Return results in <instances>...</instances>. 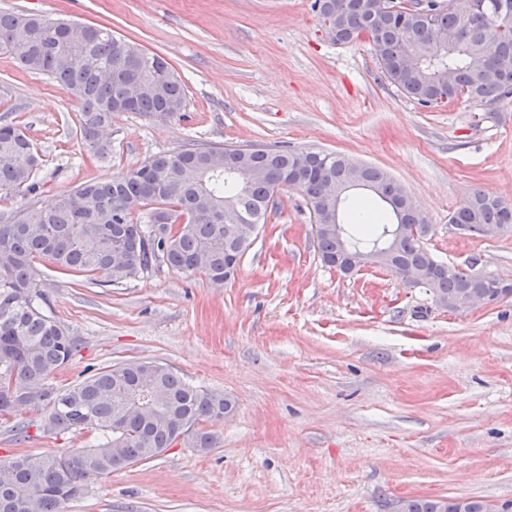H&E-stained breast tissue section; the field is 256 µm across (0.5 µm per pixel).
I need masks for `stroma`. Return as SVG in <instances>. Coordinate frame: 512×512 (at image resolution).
<instances>
[{
    "label": "stroma",
    "instance_id": "stroma-1",
    "mask_svg": "<svg viewBox=\"0 0 512 512\" xmlns=\"http://www.w3.org/2000/svg\"><path fill=\"white\" fill-rule=\"evenodd\" d=\"M313 0H0V9L101 25L161 56L185 111L116 112L91 150L80 106L0 53V123L42 165L0 191V218L156 154L200 144L340 152L402 183L439 262L512 282V230L460 234L449 217L476 190L512 204V99L425 108L384 80L372 40L327 39ZM46 311L81 341L50 381L147 359L224 393L211 448L161 456L88 484L63 512H390L400 498L512 501V295L451 313L373 266L346 276L319 257L303 192L281 189L234 278L213 285L155 265L119 285L44 267ZM28 440L0 420V459L61 453L95 433Z\"/></svg>",
    "mask_w": 512,
    "mask_h": 512
}]
</instances>
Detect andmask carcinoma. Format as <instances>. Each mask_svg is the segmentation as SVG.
<instances>
[{
  "label": "carcinoma",
  "instance_id": "1",
  "mask_svg": "<svg viewBox=\"0 0 512 512\" xmlns=\"http://www.w3.org/2000/svg\"><path fill=\"white\" fill-rule=\"evenodd\" d=\"M470 2L397 0L391 10L380 11L378 0H314L313 8L335 30L338 45L369 34L383 77L421 106H434L439 96L452 101L466 95L486 103L512 97V19L496 16L502 8L512 15V0H486L484 17L472 13ZM490 44L497 50L494 63L486 55ZM0 51L26 70L49 75L79 99L80 132L92 147L120 102L130 103L131 112L161 115L187 106L183 86L160 56L108 28L86 26L76 37L63 19L0 10ZM105 70L111 72L107 82L101 77ZM209 150L198 145L155 155L122 176L83 183L0 224V419L33 408L44 412L46 431L102 434L101 442L77 454L0 460V512H62L85 483L128 462L153 459L179 438L191 440L194 448H209L212 432L196 425L220 421L234 407L223 393L192 385L155 361L111 365L62 388L49 384L50 376L79 352L80 343L44 312L43 298L31 288L41 261L64 274L98 276L109 285L133 279L156 262L182 273L202 272L222 285L251 248L258 225L267 221L275 200L273 179L297 167L302 174L298 188L319 224L336 223V204L322 195L330 180L348 185L357 179L382 205L372 212L374 230L343 225L353 253L370 251L387 227L401 222L404 234L376 266L396 274L408 265L426 268L427 291L436 301L462 291L512 294L511 283L431 258L426 217L410 201L402 220L396 219L389 200L400 187L377 167L352 168L336 152L225 146L222 168L204 175L199 186L189 184L191 171L210 166ZM38 166L27 136L14 124L0 123V190L31 187ZM128 199L149 208V223H140L123 207ZM226 199L237 206V221L230 226L221 212ZM449 223L485 237L512 228V205L475 191ZM315 238L322 262L343 272L336 233L318 230ZM149 369L154 388L150 407L143 408L136 393ZM406 512H491V507L474 498L461 510L453 500L408 499Z\"/></svg>",
  "mask_w": 512,
  "mask_h": 512
}]
</instances>
